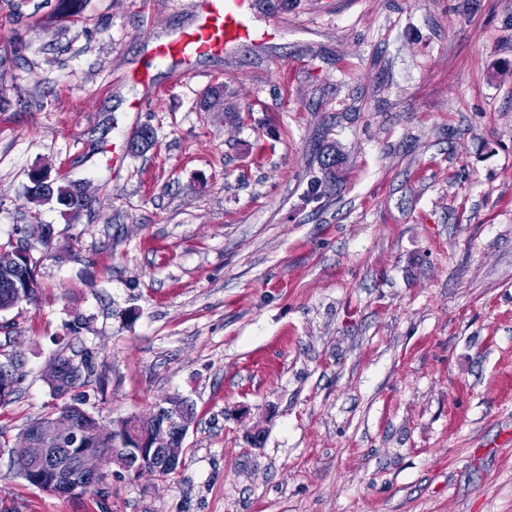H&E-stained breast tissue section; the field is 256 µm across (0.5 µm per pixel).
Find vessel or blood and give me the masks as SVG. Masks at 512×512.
<instances>
[{
  "label": "vessel or blood",
  "mask_w": 512,
  "mask_h": 512,
  "mask_svg": "<svg viewBox=\"0 0 512 512\" xmlns=\"http://www.w3.org/2000/svg\"><path fill=\"white\" fill-rule=\"evenodd\" d=\"M254 6V0H202L196 24L178 38L158 45L154 61L176 59L189 65L249 39L254 31Z\"/></svg>",
  "instance_id": "vessel-or-blood-1"
}]
</instances>
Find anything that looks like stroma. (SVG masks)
Listing matches in <instances>:
<instances>
[{
	"instance_id": "35a3bbf8",
	"label": "stroma",
	"mask_w": 512,
	"mask_h": 512,
	"mask_svg": "<svg viewBox=\"0 0 512 512\" xmlns=\"http://www.w3.org/2000/svg\"><path fill=\"white\" fill-rule=\"evenodd\" d=\"M196 15L0 0V252L52 228L0 312V512H512V0H255L254 40L149 64ZM64 346L103 425L191 402L177 471L18 473ZM32 186L28 187V194L33 201H39L41 197L54 196L58 205L65 208L64 211L75 213L85 205V197L79 190L69 186L59 185L47 170H41L38 176H31Z\"/></svg>"
}]
</instances>
